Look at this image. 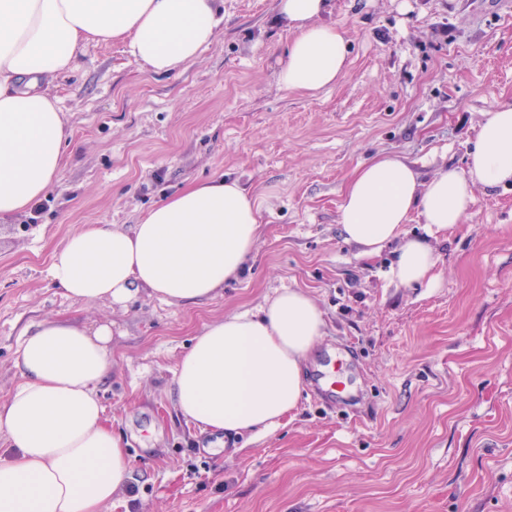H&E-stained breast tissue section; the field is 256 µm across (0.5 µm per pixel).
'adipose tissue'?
<instances>
[{"label": "adipose tissue", "mask_w": 512, "mask_h": 512, "mask_svg": "<svg viewBox=\"0 0 512 512\" xmlns=\"http://www.w3.org/2000/svg\"><path fill=\"white\" fill-rule=\"evenodd\" d=\"M331 0H278L292 37L278 81L315 93L348 71L342 28L324 22ZM215 0H0V223L55 183L70 132L51 87L88 40H122L146 70L184 68L212 43ZM512 183V105L484 113L467 166L421 180L402 158L359 166L340 224L361 256L397 248L391 280L435 284L434 235L463 223L476 190ZM426 236H408L412 213ZM256 203L232 179L195 183L124 230L87 224L69 235L48 275L71 299L123 304L139 293L178 305L219 295L249 256ZM321 308L288 288L259 308L204 326L170 382L176 408L203 431L257 434L300 403L305 364L325 334ZM20 379L0 401V512H102L131 478V459L105 418L97 386L112 371V327L50 319L26 332Z\"/></svg>", "instance_id": "1"}]
</instances>
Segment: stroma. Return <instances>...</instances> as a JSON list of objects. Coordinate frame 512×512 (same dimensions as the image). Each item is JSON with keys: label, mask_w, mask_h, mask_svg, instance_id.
Returning <instances> with one entry per match:
<instances>
[{"label": "stroma", "mask_w": 512, "mask_h": 512, "mask_svg": "<svg viewBox=\"0 0 512 512\" xmlns=\"http://www.w3.org/2000/svg\"><path fill=\"white\" fill-rule=\"evenodd\" d=\"M215 41L179 71L89 42L53 92L71 132L55 186L0 224V400L25 329L112 325L98 392L128 446L130 490L106 512H512V185L477 191L439 235L437 287H404L395 247L365 258L340 225L359 165L395 155L422 178L464 166L483 113L512 105V0H333L347 75L310 95L277 82L291 33L275 0H218ZM252 195L259 232L223 294L172 306L75 301L48 269L86 224L130 228L193 183ZM283 288L307 291L349 388L309 384L276 429L224 438L178 415L169 388L190 339Z\"/></svg>", "instance_id": "35a3bbf8"}]
</instances>
